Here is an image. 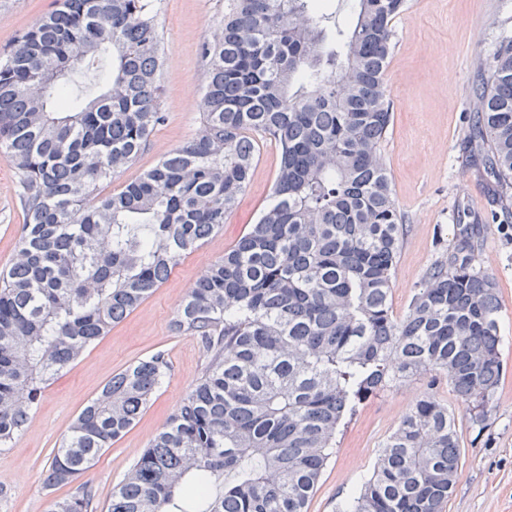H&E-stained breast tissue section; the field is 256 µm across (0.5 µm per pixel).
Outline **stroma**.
<instances>
[{
  "label": "stroma",
  "mask_w": 512,
  "mask_h": 512,
  "mask_svg": "<svg viewBox=\"0 0 512 512\" xmlns=\"http://www.w3.org/2000/svg\"><path fill=\"white\" fill-rule=\"evenodd\" d=\"M52 8V0H0V49ZM224 0H158L162 38L165 121L139 158L113 179L112 188L138 179L164 153L181 145L202 119L204 62L200 45L217 31ZM395 46L386 72L393 120L382 146L395 198L407 226L393 277L392 306L407 311L413 291L456 232L458 215L480 225L479 263L496 277L503 380L485 424L461 417V464L446 512H512V230L493 223L492 188L466 145L465 112L472 88L500 41L512 36V0H408L394 22ZM278 169L273 141L260 139L249 185L223 228L184 256L170 276L123 322L91 344L45 389L29 427L0 449V512H48L67 488L47 489L43 475L69 426L112 375L164 352L170 372L140 422L104 450L84 475L106 512L150 439L199 378L205 355L173 320L209 263L236 244L268 204ZM23 225L17 178L0 156V268L14 255ZM431 392L458 409L445 379L403 383L365 402L346 419L326 463L309 512H335L368 476L379 450L415 398Z\"/></svg>",
  "instance_id": "35a3bbf8"
}]
</instances>
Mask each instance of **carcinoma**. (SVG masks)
<instances>
[{
  "label": "carcinoma",
  "instance_id": "cac0c4a2",
  "mask_svg": "<svg viewBox=\"0 0 512 512\" xmlns=\"http://www.w3.org/2000/svg\"><path fill=\"white\" fill-rule=\"evenodd\" d=\"M224 0L201 46L203 122L142 177L104 185L164 122L155 0H54L0 50V152L23 232L0 270V448L56 375L138 308L224 225L258 144L273 140L272 202L196 279L173 321L209 358L181 406L112 489L107 512H307L343 420L416 376L443 375L472 422L503 375L496 282L480 229L459 224L407 311L393 276L406 234L381 151L385 83L406 0ZM98 69L94 90L71 93ZM472 163L512 226V37L473 87ZM169 373L158 352L81 410L43 478L49 512H93L81 477L142 417ZM458 415L425 392L336 512H444L459 475Z\"/></svg>",
  "mask_w": 512,
  "mask_h": 512
}]
</instances>
